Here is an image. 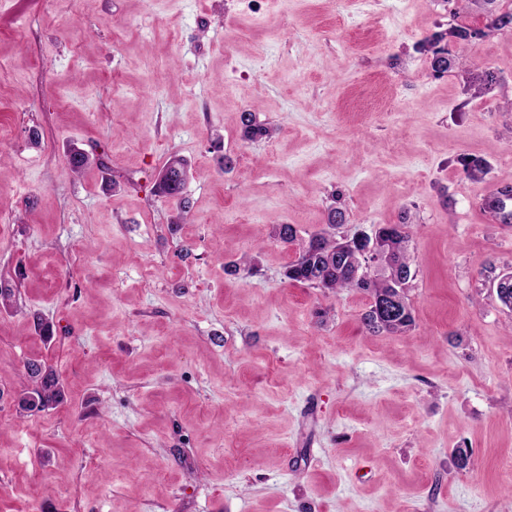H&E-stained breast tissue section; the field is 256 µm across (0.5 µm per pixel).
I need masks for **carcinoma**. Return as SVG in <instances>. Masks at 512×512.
Returning <instances> with one entry per match:
<instances>
[{
    "instance_id": "carcinoma-1",
    "label": "carcinoma",
    "mask_w": 512,
    "mask_h": 512,
    "mask_svg": "<svg viewBox=\"0 0 512 512\" xmlns=\"http://www.w3.org/2000/svg\"><path fill=\"white\" fill-rule=\"evenodd\" d=\"M488 23L482 35L492 31L512 32V8L487 11ZM445 38L443 33H435L422 42L425 50L432 52V67L440 75L448 71L451 61L448 50L441 46ZM497 77L490 71L471 73L467 77L469 90L480 95L488 90ZM243 136L247 140L269 137V127L257 122L256 116L245 112L242 116ZM464 171L473 178H481L487 174V162L479 159L461 158ZM186 181L179 173L171 169L165 180L155 186L158 196L175 200L178 203V214L175 223L184 224L188 220L187 203L184 197ZM485 206L493 216L503 224H512V188L498 189L485 200ZM345 223L344 210L340 206H332L328 211L326 228L309 235L308 240L301 243L298 254L284 272L285 278L325 292L338 293L343 290H360L366 293L372 304L363 314L362 321L371 332H387L399 334L407 331L414 324L412 308L408 302L406 285L414 277L411 271V259L408 254V243L413 233V225L403 220L398 224H387L376 228L379 237L385 241L386 248L379 260L367 273L358 271L360 258L354 256L347 241L336 236L334 230ZM273 237L284 245H291L298 240V230L292 224H281L273 231ZM403 293V305L394 317L382 315L373 301L387 294ZM29 370L32 380L31 388L20 400L23 410H31V404L39 405L38 411L54 408L64 400V391L60 386L56 373L40 363H31Z\"/></svg>"
}]
</instances>
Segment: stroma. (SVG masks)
Listing matches in <instances>:
<instances>
[{"label":"stroma","instance_id":"obj_1","mask_svg":"<svg viewBox=\"0 0 512 512\" xmlns=\"http://www.w3.org/2000/svg\"><path fill=\"white\" fill-rule=\"evenodd\" d=\"M456 7L0 0V512H512V224L484 207L512 187V33L446 39L434 75L417 44L487 22ZM337 200L349 235L413 224L407 332L285 278L273 228ZM30 361L65 392L34 415ZM444 38L445 33H434L422 42L423 48L433 54L432 67L434 72L438 75L447 72L451 67V61L448 58V50L445 49V46L440 45ZM179 163L173 162V168L169 170V175L166 176L165 180L159 183L157 186L155 184V192L158 196L175 200L178 203V214L176 216L174 224H184L188 220V211L187 203L188 200L184 197V191L186 186V181L179 176V173L175 170L178 169Z\"/></svg>","mask_w":512,"mask_h":512}]
</instances>
